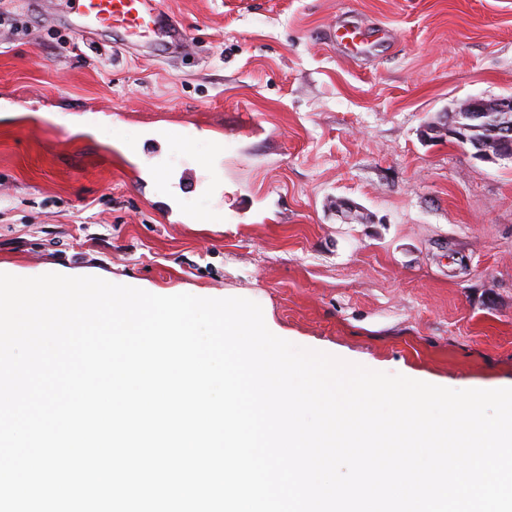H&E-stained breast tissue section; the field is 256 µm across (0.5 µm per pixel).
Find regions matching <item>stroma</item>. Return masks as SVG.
Masks as SVG:
<instances>
[{
  "instance_id": "obj_1",
  "label": "stroma",
  "mask_w": 512,
  "mask_h": 512,
  "mask_svg": "<svg viewBox=\"0 0 512 512\" xmlns=\"http://www.w3.org/2000/svg\"><path fill=\"white\" fill-rule=\"evenodd\" d=\"M60 4L0 0V268L247 298L297 346L512 387V162L426 135L512 95V0H162L175 57L91 49ZM156 166L204 222L164 219Z\"/></svg>"
}]
</instances>
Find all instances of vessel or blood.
I'll return each instance as SVG.
<instances>
[{"label": "vessel or blood", "mask_w": 512, "mask_h": 512, "mask_svg": "<svg viewBox=\"0 0 512 512\" xmlns=\"http://www.w3.org/2000/svg\"><path fill=\"white\" fill-rule=\"evenodd\" d=\"M55 21L91 41L108 39L124 51L140 42L154 51L174 52L184 47L187 37L161 0H72Z\"/></svg>", "instance_id": "b4317fda"}]
</instances>
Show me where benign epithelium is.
<instances>
[{"instance_id": "benign-epithelium-1", "label": "benign epithelium", "mask_w": 512, "mask_h": 512, "mask_svg": "<svg viewBox=\"0 0 512 512\" xmlns=\"http://www.w3.org/2000/svg\"><path fill=\"white\" fill-rule=\"evenodd\" d=\"M450 126L484 131L485 137L478 141L466 137L458 140V143L470 146L474 156L488 161L512 162V96L491 102L481 97L468 98L444 114L439 123L429 126L427 133L446 136Z\"/></svg>"}]
</instances>
